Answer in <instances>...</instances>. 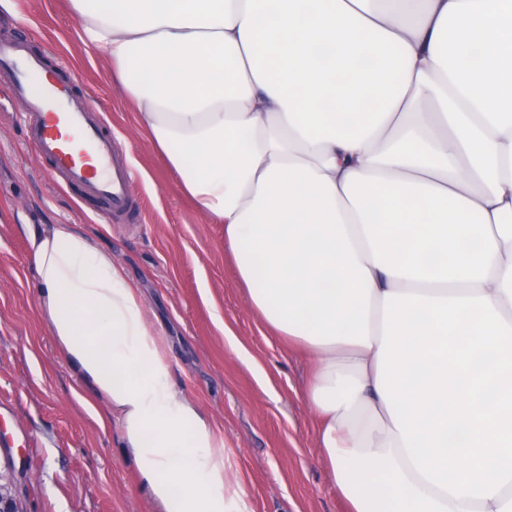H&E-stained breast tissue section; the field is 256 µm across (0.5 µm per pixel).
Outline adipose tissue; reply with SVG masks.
Here are the masks:
<instances>
[{
    "instance_id": "adipose-tissue-1",
    "label": "adipose tissue",
    "mask_w": 512,
    "mask_h": 512,
    "mask_svg": "<svg viewBox=\"0 0 512 512\" xmlns=\"http://www.w3.org/2000/svg\"><path fill=\"white\" fill-rule=\"evenodd\" d=\"M249 302L316 362L350 512H512V0H70ZM36 306L161 512H241L138 288L32 224Z\"/></svg>"
}]
</instances>
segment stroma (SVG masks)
<instances>
[{
    "mask_svg": "<svg viewBox=\"0 0 512 512\" xmlns=\"http://www.w3.org/2000/svg\"><path fill=\"white\" fill-rule=\"evenodd\" d=\"M80 25L67 0L0 5V39L24 41L101 109L140 207L116 218L101 198L52 180L25 140L13 75L0 70V461L12 457L32 476L19 490L24 512H158L117 422L37 314L29 224L75 225L123 264L169 344L172 383L222 430L227 473L244 488L248 512H347L303 397L312 359L250 307L223 225L181 192L112 81L111 62L80 40Z\"/></svg>",
    "mask_w": 512,
    "mask_h": 512,
    "instance_id": "1",
    "label": "stroma"
}]
</instances>
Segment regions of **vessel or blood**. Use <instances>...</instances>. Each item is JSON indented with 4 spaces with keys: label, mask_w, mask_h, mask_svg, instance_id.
I'll return each instance as SVG.
<instances>
[{
    "label": "vessel or blood",
    "mask_w": 512,
    "mask_h": 512,
    "mask_svg": "<svg viewBox=\"0 0 512 512\" xmlns=\"http://www.w3.org/2000/svg\"><path fill=\"white\" fill-rule=\"evenodd\" d=\"M0 66L10 69L24 101L26 138L51 175L104 198L111 212L130 205L133 179L97 111L75 96L61 73L44 67L21 42H0Z\"/></svg>",
    "instance_id": "1"
}]
</instances>
